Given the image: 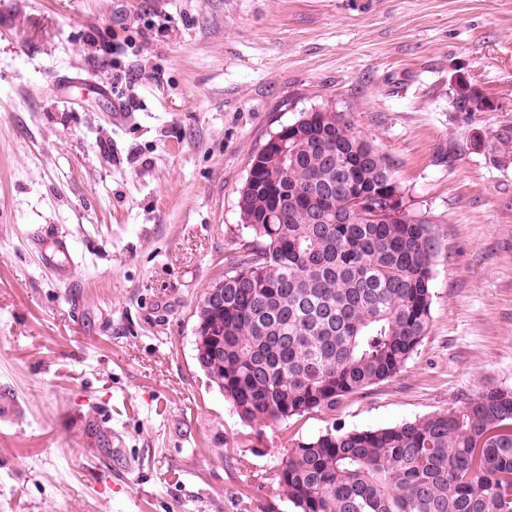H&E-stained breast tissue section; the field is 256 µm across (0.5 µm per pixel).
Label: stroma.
Masks as SVG:
<instances>
[{
    "instance_id": "obj_1",
    "label": "stroma",
    "mask_w": 512,
    "mask_h": 512,
    "mask_svg": "<svg viewBox=\"0 0 512 512\" xmlns=\"http://www.w3.org/2000/svg\"><path fill=\"white\" fill-rule=\"evenodd\" d=\"M460 74L499 109L455 111ZM315 107L432 223L430 326L336 409L247 426L196 309L252 156ZM510 123L512 0H0V512H294L292 440L512 389V168L473 145Z\"/></svg>"
}]
</instances>
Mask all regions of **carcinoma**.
<instances>
[{"label": "carcinoma", "mask_w": 512, "mask_h": 512, "mask_svg": "<svg viewBox=\"0 0 512 512\" xmlns=\"http://www.w3.org/2000/svg\"><path fill=\"white\" fill-rule=\"evenodd\" d=\"M459 112L484 95L456 80ZM253 155L237 203L249 237L224 300L197 313L196 360L247 423L336 408L385 381L430 324L432 224L410 213L392 165L345 113L310 109ZM512 166V124L485 136ZM324 213L335 223L315 224ZM275 480L297 512H512V390L391 427L296 440Z\"/></svg>", "instance_id": "carcinoma-1"}]
</instances>
